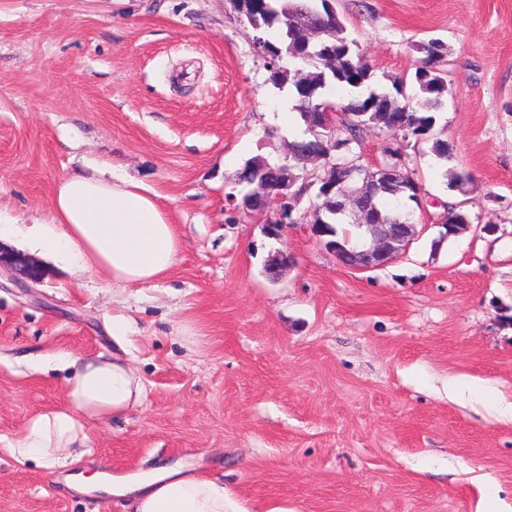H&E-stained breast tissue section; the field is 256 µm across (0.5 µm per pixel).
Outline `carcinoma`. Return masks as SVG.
Returning <instances> with one entry per match:
<instances>
[{
  "mask_svg": "<svg viewBox=\"0 0 512 512\" xmlns=\"http://www.w3.org/2000/svg\"><path fill=\"white\" fill-rule=\"evenodd\" d=\"M234 12L264 41V53L269 57V80L281 88L286 84L296 93L295 110L305 125L301 136L291 142V156L282 163L295 168L299 181L306 176L307 161L321 157V142L328 134L316 135L309 127L312 113L327 102L326 91L332 88L348 92L340 108L360 114L361 125L344 119L340 142L350 145V151L336 153L343 160L361 145L362 126L391 129L390 118L400 113L406 121L404 133L419 140L430 137L435 124L432 112L442 106L448 96L446 58L448 46L437 38L420 41L416 50L423 55L421 66L414 75L393 79V92L371 88L372 66L361 55L358 42L352 37L342 16L331 10L329 0H229ZM418 86L420 98H409L403 88ZM269 163L277 170L279 163L268 162L263 156L250 158L238 172L241 193L257 188L250 182L252 168ZM374 176L367 181L343 185L347 197L358 200L369 195ZM407 198L404 184L386 181L374 199L373 213L396 214V208Z\"/></svg>",
  "mask_w": 512,
  "mask_h": 512,
  "instance_id": "1",
  "label": "carcinoma"
}]
</instances>
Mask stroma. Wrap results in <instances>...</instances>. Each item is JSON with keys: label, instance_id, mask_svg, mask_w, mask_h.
<instances>
[{"label": "stroma", "instance_id": "obj_1", "mask_svg": "<svg viewBox=\"0 0 512 512\" xmlns=\"http://www.w3.org/2000/svg\"><path fill=\"white\" fill-rule=\"evenodd\" d=\"M332 3L373 89L414 73L417 42L447 44L434 116L454 157L401 148L424 216L452 198L471 218L364 272L310 234L315 189L277 238L275 200L242 208L245 161L283 159L304 125L280 122L293 92L270 82L228 0H0V211L33 223L72 167L115 161L160 195L184 242L165 277L109 290L0 238L45 272L0 275V512H127L66 476L136 480L164 465L223 478L243 512H512V419L483 394L512 403V0ZM452 169L471 183L449 188ZM278 249L296 262L273 280ZM118 313L131 321L119 341ZM120 347L142 404L91 425L70 466L11 457L28 419L65 402V371L39 360Z\"/></svg>", "mask_w": 512, "mask_h": 512}]
</instances>
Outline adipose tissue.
Returning a JSON list of instances; mask_svg holds the SVG:
<instances>
[{
	"label": "adipose tissue",
	"instance_id": "ef3b65f1",
	"mask_svg": "<svg viewBox=\"0 0 512 512\" xmlns=\"http://www.w3.org/2000/svg\"><path fill=\"white\" fill-rule=\"evenodd\" d=\"M116 164L85 163L55 184L46 221L25 228L44 252L71 260L104 287L149 284L164 277L183 249L159 195L142 182L117 175ZM67 370L65 406L41 412L26 423L11 455L39 458L47 468L79 460L90 423L116 419L139 406L143 383L119 355L58 356ZM68 486L103 490L128 498L131 512H240L224 481L181 467L157 468L153 477L113 482L98 474L68 476Z\"/></svg>",
	"mask_w": 512,
	"mask_h": 512
}]
</instances>
